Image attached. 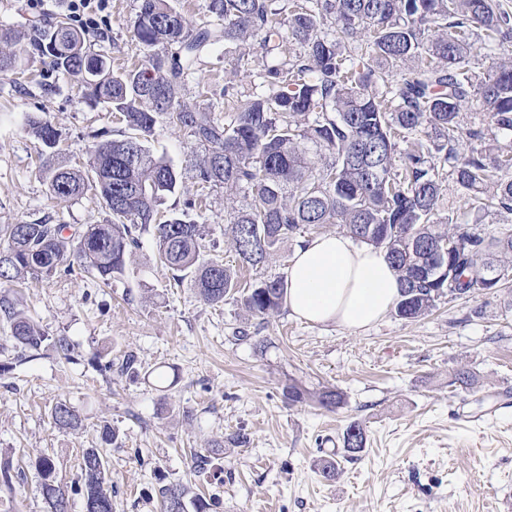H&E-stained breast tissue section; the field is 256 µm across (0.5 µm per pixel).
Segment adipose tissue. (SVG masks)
<instances>
[{"mask_svg":"<svg viewBox=\"0 0 512 512\" xmlns=\"http://www.w3.org/2000/svg\"><path fill=\"white\" fill-rule=\"evenodd\" d=\"M399 298L384 252L343 234L314 238L288 268L286 302L312 324L362 330L384 319Z\"/></svg>","mask_w":512,"mask_h":512,"instance_id":"adipose-tissue-1","label":"adipose tissue"}]
</instances>
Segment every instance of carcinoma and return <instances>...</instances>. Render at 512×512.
<instances>
[{
    "mask_svg": "<svg viewBox=\"0 0 512 512\" xmlns=\"http://www.w3.org/2000/svg\"><path fill=\"white\" fill-rule=\"evenodd\" d=\"M275 0H208L216 25L193 26L173 0H138L133 35L146 51L136 67L120 72L87 45L65 20H43L27 37L0 28V75L24 59H49V68L80 84L82 94L125 122L123 138L95 144L90 169L54 163L60 133L44 116L29 115L26 130L41 145L42 177L60 202L92 191L112 216L86 224L79 234L66 224H3L0 288L29 278H49L79 267L107 284L125 272L139 236L153 235L157 261L190 281L209 305L240 296L265 318L282 307L288 283L263 279L240 291L237 274L215 257L202 259L204 226L159 207L178 192L181 173L155 153L150 139L162 125L185 129L205 149L197 164L201 189L248 187L252 201L233 212L231 235L241 262L257 266L304 226L340 224L357 241L385 252L395 271L404 320L426 315L441 297L486 291L480 269L500 268L512 257V226L476 233L443 215V171L464 192V204L480 224L486 210L512 213V60L479 70L475 41L489 50L512 47V12L503 0H289L280 18ZM335 27L329 34L326 28ZM298 47L289 58L274 55L283 41ZM257 42L267 93L224 103L221 123L207 108H191L181 97L186 78L218 45ZM316 119L302 125L301 118ZM419 135L410 149L399 142ZM327 154L311 166L306 144ZM451 239L453 252L435 247ZM448 272L436 273L437 260ZM0 315L9 335L0 349L13 357L0 375L51 351L66 360L65 336H50L20 308L15 294L0 295ZM93 367L102 375L135 376V358L112 360L98 351ZM53 425L77 431L83 420L67 401L51 407ZM109 422L101 444L82 451L71 482L44 453L33 465L45 512H66L70 494L83 498L84 512H113L112 478L104 448L117 444ZM345 451H362L365 432L357 422L344 433ZM192 468L224 483L215 457L195 453ZM160 512H216L219 498L189 496L183 483L156 490Z\"/></svg>",
    "mask_w": 512,
    "mask_h": 512,
    "instance_id": "cac0c4a2",
    "label": "carcinoma"
}]
</instances>
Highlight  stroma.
I'll list each match as a JSON object with an SVG mask.
<instances>
[{
	"instance_id": "obj_1",
	"label": "stroma",
	"mask_w": 512,
	"mask_h": 512,
	"mask_svg": "<svg viewBox=\"0 0 512 512\" xmlns=\"http://www.w3.org/2000/svg\"><path fill=\"white\" fill-rule=\"evenodd\" d=\"M136 10L137 0H108L98 29L85 35L113 69L144 55L133 37ZM66 14L63 0H0V27L21 33ZM237 53L232 45L215 48L187 79L185 104L211 107L222 120L225 93H263L258 72H230ZM44 69L34 59L0 77V225L105 223L109 214L93 193L67 202L50 197L24 117L46 113L61 134L59 160L83 169L95 134L112 139L124 126L89 104L74 80L53 76L44 91ZM150 146L182 175L166 209L187 210L205 225V257L236 269L241 285L287 275L298 242L343 231L337 224L304 228L264 264L242 266L225 229L250 190L217 188L197 198L203 151L187 131L157 128ZM189 199L196 202L190 210ZM155 251L146 234L111 284L76 272L23 292L40 327L68 337L73 359L36 358L0 375V456L23 458L11 486L0 484V512H44L29 457L49 454L72 478L105 421L118 434L107 450L113 512H160L155 487L178 481L196 494H219V512H512V280L488 294L441 298L416 320L391 313L355 331L308 324L285 307L264 320L236 299L206 304L189 283H174ZM238 330L247 340L232 342ZM103 347L116 359L134 354L138 376L100 375L91 360ZM460 370L472 372L470 386L452 384ZM291 385L311 400L289 404L283 391ZM325 390L342 393L336 410L315 402ZM60 398L83 417L80 431L53 426L50 409ZM354 421L366 444L351 456L343 432ZM239 431L249 437L242 447L228 441ZM218 442L220 487L192 471L188 454L211 452ZM324 459L336 462L335 480L321 477Z\"/></svg>"
}]
</instances>
